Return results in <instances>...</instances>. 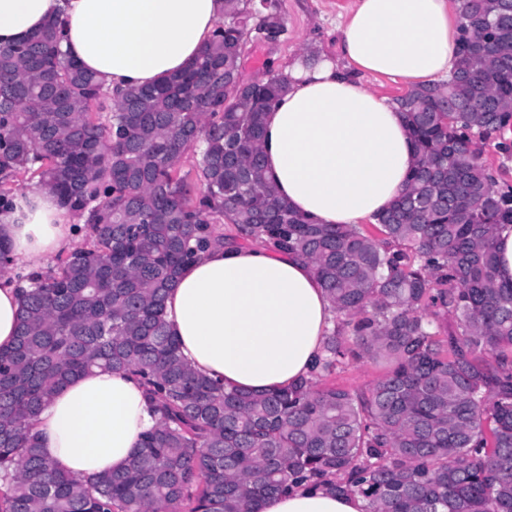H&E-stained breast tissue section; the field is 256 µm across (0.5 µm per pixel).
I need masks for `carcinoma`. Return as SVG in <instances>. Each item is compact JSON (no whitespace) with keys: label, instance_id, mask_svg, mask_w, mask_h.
<instances>
[{"label":"carcinoma","instance_id":"1","mask_svg":"<svg viewBox=\"0 0 512 512\" xmlns=\"http://www.w3.org/2000/svg\"><path fill=\"white\" fill-rule=\"evenodd\" d=\"M184 71L118 94L61 50L56 24L0 47V210L39 176L91 229L90 242L20 287L16 341L0 351V512H260L295 487L357 494L369 512H512V285L497 280L495 230L512 189L470 148L512 129V13L462 0L448 79L413 87L402 112L417 160L375 224H315L266 177L263 116L285 89L232 73L268 0H225ZM481 99L448 116L446 100ZM195 133L196 197L179 173ZM222 219L231 233L213 222ZM270 245L308 259L339 322L310 376L253 394L193 371L165 297L213 244ZM451 315L456 330L438 337ZM380 361L367 393L319 382ZM141 376L156 426L130 465L75 480L43 454L32 421L71 377Z\"/></svg>","mask_w":512,"mask_h":512}]
</instances>
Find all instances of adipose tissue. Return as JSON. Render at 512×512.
I'll return each mask as SVG.
<instances>
[{
  "label": "adipose tissue",
  "instance_id": "1",
  "mask_svg": "<svg viewBox=\"0 0 512 512\" xmlns=\"http://www.w3.org/2000/svg\"><path fill=\"white\" fill-rule=\"evenodd\" d=\"M461 0H355L341 30L340 60L298 59L265 114L266 174L279 196L320 224H359L384 211L416 160L401 112L354 73L413 86L453 66ZM224 0H0V45L28 39L50 19L63 48L105 88L149 86L201 52ZM76 216L44 188L15 193L0 240L39 268L71 245ZM21 297L0 277V348L13 346ZM172 336L199 374L264 393L308 376L336 314L313 266L266 247L215 245L186 264L165 299ZM142 383L97 370L64 386L37 415L40 446L74 478L126 467L155 426ZM358 495L299 488L267 497L261 512H365Z\"/></svg>",
  "mask_w": 512,
  "mask_h": 512
}]
</instances>
